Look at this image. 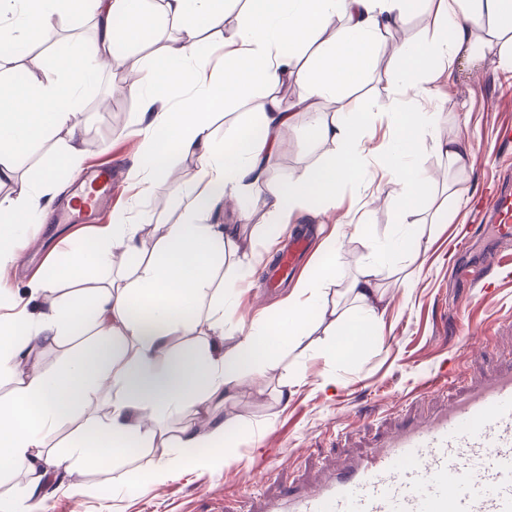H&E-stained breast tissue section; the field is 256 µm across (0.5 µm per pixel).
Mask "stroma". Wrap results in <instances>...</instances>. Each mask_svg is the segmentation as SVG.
Returning <instances> with one entry per match:
<instances>
[{
	"label": "stroma",
	"instance_id": "35a3bbf8",
	"mask_svg": "<svg viewBox=\"0 0 512 512\" xmlns=\"http://www.w3.org/2000/svg\"><path fill=\"white\" fill-rule=\"evenodd\" d=\"M432 19L426 7L409 16L393 31L390 47L374 55L368 71L340 94L313 99L312 111L329 116L346 103L355 104L366 115V146L379 153L390 135V110L395 104L392 89L398 63L391 47L421 39L430 31ZM168 34L163 26L147 38L129 42L113 59L111 71L99 75L83 92L76 122L86 164L109 161L122 177H129L142 149L136 133L141 100L126 87L139 81L157 60ZM97 35V20L89 15L78 23L56 20L47 37L34 29L24 31L11 41L12 47L21 49V56L0 61V86L13 85L20 70L31 79L55 78L56 55H80ZM267 95L266 89L254 87L231 99L213 118L215 144L223 145L225 137L255 120ZM424 104L438 121L434 138L422 142L414 161L428 170L446 171L434 196L422 200L413 213L397 217L387 205L372 201L375 195L388 197L400 190L399 183L375 164L364 184L341 188L336 209L320 213L315 207L301 206L288 227L293 234L304 225H315L318 246L335 220L351 224L335 280L326 286L331 301L365 263L367 240H386L403 223L422 226L430 235L431 246L422 257L419 276L407 284L398 273L387 272L380 279L388 301L380 339L349 362L327 356L333 339L321 328L305 345L286 349L273 369L257 376L250 390L228 402L226 434L233 445L227 459L192 466L177 479L156 482L141 491L135 484L152 469L161 451L138 446L111 466L78 467L63 472L61 479L44 480L37 512H73L75 489L83 493L82 512H264L269 501L317 485L349 457L369 452L402 423L436 415L455 390L449 387L421 400L418 390L427 380L445 374L464 384L480 383L512 357V268L491 271L489 286L472 287L459 280L448 260L450 245L466 233L471 234L475 251L489 250L478 211L494 183L501 181L512 188V144L504 142L501 134L503 125L512 124V72L499 67L491 55L474 80L467 62L458 61L451 75L433 82ZM457 136L467 140L471 151L467 167L460 171L447 169L434 146L435 140ZM69 141L67 130L48 133L16 156L15 180L0 185L1 196L25 189L41 194L48 203L43 223L24 227L16 267L0 273V280L22 297L32 277L54 272L70 248V237L82 242L94 237L96 225L59 221L75 193L77 173L63 169L55 182L42 179L43 171L55 165ZM334 149L330 141L314 139L307 115L297 114L294 129L282 137L266 163L264 181H287L294 172L325 162ZM452 187L465 191L458 215L449 224L432 223L436 206ZM128 208L146 223L140 232L145 257L166 225L180 222L183 214L167 179L155 182L149 195L139 199L121 195L99 223H111L113 212ZM209 221L237 225L245 245L244 251H227L217 263L216 287H224L242 261L258 269L252 281L237 284L225 295L224 309L230 313L261 319L274 315L298 277L309 275L318 259L316 247L304 258L298 276L289 277L279 288H267L262 272L276 264L288 242L283 239L271 245L276 229L265 211L256 208L243 217L219 205ZM471 321L484 331L476 343L463 339ZM252 471L259 473V480L244 485L243 477Z\"/></svg>",
	"mask_w": 512,
	"mask_h": 512
}]
</instances>
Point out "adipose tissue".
I'll list each match as a JSON object with an SVG mask.
<instances>
[{"instance_id": "adipose-tissue-1", "label": "adipose tissue", "mask_w": 512, "mask_h": 512, "mask_svg": "<svg viewBox=\"0 0 512 512\" xmlns=\"http://www.w3.org/2000/svg\"><path fill=\"white\" fill-rule=\"evenodd\" d=\"M432 4L434 24L417 42L395 47L398 70L392 109L391 146L385 164L402 189L390 203L398 215L413 211L429 195L433 175L409 165L422 139L432 136L426 112L415 102L456 60L479 69L492 38L512 43V0H247L237 28V45L225 51L222 64H211L194 41L172 39L157 63L131 85L142 100L140 135L144 148L133 172L138 194L150 191L168 173L171 153H194L201 169L189 184H176L185 200L182 223L168 225L154 252L138 258L139 225L128 212L113 213L93 250H74L59 267L76 288L73 299L49 310L21 309L0 316V377L15 387L0 397V469L36 471L46 464L66 470L125 452L129 441L145 447L162 442L165 451L139 489L148 482L180 475L187 448L221 452L230 447L225 421L213 416L241 390L245 376L274 366L283 347L301 345L318 320L330 319L336 340L329 352L354 358L380 335L387 310L378 285L384 270L396 269L401 253L419 254L427 244L422 234L368 242L367 261L343 288L351 300L347 310L328 302L323 286L334 280L337 258L347 227L336 233L319 264L302 280L287 304L257 334L245 318L236 321L239 337L224 345V295L213 291L212 266L225 247L236 246L234 225L204 223L223 200H238L241 187L260 181L264 161L280 136L293 127L292 113L269 97L258 115L259 135L242 127L223 147L212 142L211 125L234 95L254 86L275 88L295 73L301 87L296 105L309 109L314 98L338 93L362 76L383 44L384 36L424 4ZM75 18L97 16L100 36L82 56L58 55L57 81L26 82L0 88V183L12 180L14 160L23 148L42 139L49 129L74 130L80 94L86 84L114 59L132 38L153 32L161 19L187 23L190 29L213 28L224 22V0H0V16L12 14L18 26L48 34L54 13ZM342 16L345 25L335 38L324 39L330 21ZM315 45L312 62L294 69L301 49ZM311 131L339 143L327 163L303 169L287 182L268 185L260 204L271 219H280L310 201L332 208L346 183L363 182L369 172L366 127L354 107L323 120L313 117ZM44 206L40 195L21 192L0 197V269L15 264L20 223L38 222ZM135 255L130 284L91 287L98 265L112 250ZM212 304L206 315L205 347L174 350L170 338L196 329L192 317L200 297ZM90 330L93 341L73 351L54 372L27 368L35 343L57 344L76 330ZM129 355L118 358L119 346ZM111 390V413L101 426L82 430L65 449L52 452V434L63 421L78 418L104 390ZM207 419L204 428L187 426L174 438L163 434L165 417L186 410Z\"/></svg>"}]
</instances>
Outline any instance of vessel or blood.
<instances>
[{"mask_svg": "<svg viewBox=\"0 0 512 512\" xmlns=\"http://www.w3.org/2000/svg\"><path fill=\"white\" fill-rule=\"evenodd\" d=\"M89 180L63 222L91 217L111 201L117 188L111 165L95 169ZM488 209L495 238L511 240L512 194L492 196ZM312 246L311 235L297 236L278 264L280 277ZM507 261L491 252L462 277L481 283ZM269 512H512V363L460 392L436 417L397 427L333 479L284 496Z\"/></svg>", "mask_w": 512, "mask_h": 512, "instance_id": "obj_1", "label": "vessel or blood"}]
</instances>
